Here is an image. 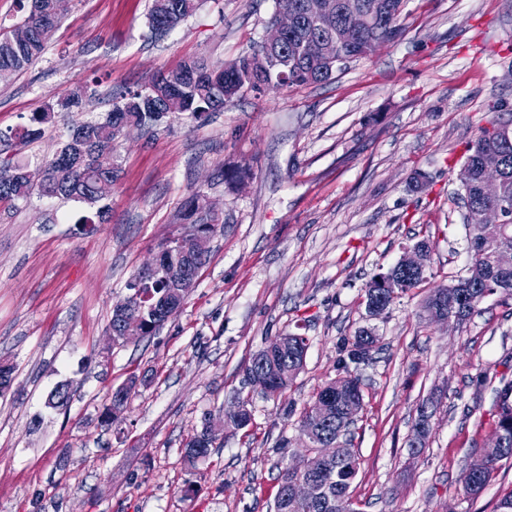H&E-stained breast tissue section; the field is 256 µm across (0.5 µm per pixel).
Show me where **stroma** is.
Returning <instances> with one entry per match:
<instances>
[{
    "mask_svg": "<svg viewBox=\"0 0 512 512\" xmlns=\"http://www.w3.org/2000/svg\"><path fill=\"white\" fill-rule=\"evenodd\" d=\"M151 0H67L44 55L0 79V171L32 169L70 128L105 119L121 94L189 58L215 67L260 42L274 0H201L154 37ZM402 33L334 79L245 93L207 120L172 115L115 143L119 176L104 222L75 199L0 203V512H273L276 476L299 444L304 406L342 374L359 329L378 344L353 371L364 407L356 512H493L512 490L500 462L476 498L459 482L491 441L494 382L512 378V299L492 295L460 324L428 319L429 289L467 273L457 201L465 149L512 120V0H407ZM82 109L54 113L38 139L12 140L33 112L76 88ZM428 181L413 190L411 179ZM204 190L224 224L182 308L155 334L113 342L129 281L181 232ZM426 239L425 284L367 317L366 282ZM311 341L294 384L265 395L245 382L276 335ZM136 379L122 411L113 389ZM70 382L67 405L48 403ZM436 403L421 454L408 441ZM248 401L251 423L225 430L209 458L182 450L205 417Z\"/></svg>",
    "mask_w": 512,
    "mask_h": 512,
    "instance_id": "obj_1",
    "label": "stroma"
}]
</instances>
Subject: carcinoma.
Returning <instances> with one entry per match:
<instances>
[{
  "label": "carcinoma",
  "mask_w": 512,
  "mask_h": 512,
  "mask_svg": "<svg viewBox=\"0 0 512 512\" xmlns=\"http://www.w3.org/2000/svg\"><path fill=\"white\" fill-rule=\"evenodd\" d=\"M304 0H275V7H288L300 14V26L290 35L283 52L268 62L273 74L288 71L286 87L296 88L326 82L336 73L322 56L308 54L300 40L318 37L320 32L302 14ZM367 13L377 17L380 36L386 41L395 39L400 33L399 19L405 0H363ZM21 12L19 24L31 31L24 43H17L11 32L0 35V70L20 72L39 59L59 23V16L53 14L48 0H16ZM199 0H152L149 10V26L158 33H168L181 21L192 15L198 8ZM262 53V45L256 44L241 54L233 63L224 67H211L204 60L192 58L178 68L164 74L163 83L151 81L147 86L128 91L121 101L113 104L112 111L102 121L85 122L70 130L61 146L45 160L46 184L39 190L45 195H59L82 200L91 205L107 199L110 187L117 179V166L113 157V145L119 126L133 122L138 126L153 125L171 114H186L196 121L206 120L210 114L220 112L224 105L242 96L245 92H262L260 81L251 69V60ZM54 109L46 107L32 114L30 125L15 133L22 140H34L41 134L40 125L51 119ZM501 122L494 120L481 128L478 138L469 143L466 157L460 170V196L470 240V259L483 265L487 271L486 283L474 285L457 279L449 286L430 290L423 299L422 308L433 302H443L449 310L464 322L472 315L482 301L494 294L512 298V268L503 269L494 264L492 255L498 249H512V138L505 139L499 132ZM494 153L501 165V194L491 200L479 191V179L484 155ZM33 189L25 181L22 170L10 174L0 173V202L25 200ZM506 208L509 222L506 224H482L480 211L489 206ZM181 219L184 233L193 231L204 224L210 231L224 223L221 216H211L204 209L203 193L193 192L184 202ZM160 252L196 275L204 262L194 259L181 250L172 254L166 246ZM399 282L398 294H406L419 287L426 280V273L391 267ZM128 289L134 300L126 315L139 319L151 335L160 326V308L175 298L174 287L168 282L164 271L140 281L132 280ZM377 339L367 329H360L353 337L347 350L349 361H355L359 350L367 353L376 346ZM309 339L297 333H285L271 338L265 347L251 358L246 368L249 385L259 386L266 394L282 393L291 387L303 370L306 362ZM348 393L363 405L361 379L349 368L344 375L327 383L316 394L300 415L298 430L309 429L319 443L338 438L341 423L336 419L339 405L336 393ZM496 429L502 435L505 447L500 456L488 461L479 472L464 470L461 484L468 496H475L489 484L497 464L512 460V379H501L496 388L495 400ZM251 421L246 406L240 412L224 419V428L241 429ZM347 448L338 460L325 462L316 476L318 495L310 501H294L286 496L287 487L297 479L301 469L298 463L285 464L277 475L278 489L274 500L277 512H357L351 496V486L358 475L360 460L356 449ZM188 453L184 457L193 463L207 457L211 448L202 446V434L197 433L185 445Z\"/></svg>",
  "instance_id": "obj_1"
}]
</instances>
